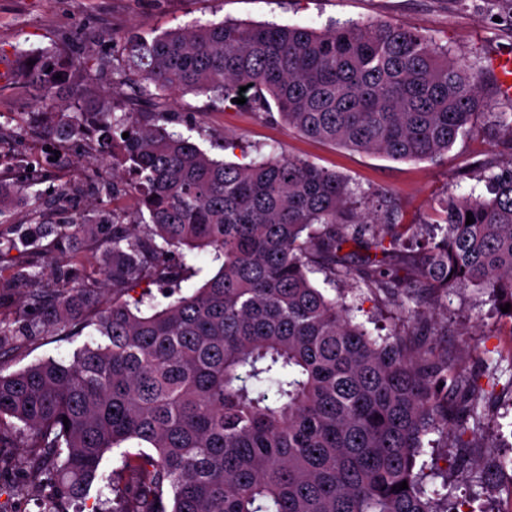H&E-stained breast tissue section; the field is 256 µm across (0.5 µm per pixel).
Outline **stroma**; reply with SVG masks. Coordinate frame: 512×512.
Returning a JSON list of instances; mask_svg holds the SVG:
<instances>
[{
	"label": "stroma",
	"mask_w": 512,
	"mask_h": 512,
	"mask_svg": "<svg viewBox=\"0 0 512 512\" xmlns=\"http://www.w3.org/2000/svg\"><path fill=\"white\" fill-rule=\"evenodd\" d=\"M391 20L418 28L452 55L462 56L483 72V91L494 111L512 112V97L500 96L489 69L493 56L512 55V17L504 0H0V62L15 61L16 51L72 46L75 53L91 55L86 82L96 90L119 87L116 103L129 112H171L177 117L173 130L191 134L207 153L243 162L252 146L274 144L287 154L346 177L358 192L385 193L404 212L400 230L404 240L423 234L424 222L445 194L485 193L479 176L484 164L506 152L504 135L491 132L489 116L480 117L473 132L457 140L439 162L394 161L311 141L290 132L277 120L258 114L249 106L227 108L223 103L193 92L139 94L132 82H121L123 45L133 35L152 36L193 22L231 20L252 24L276 23L316 29L332 22ZM35 92L10 82L0 83V176L18 180L38 174L37 189L45 204L66 209L59 188L78 194L86 207L105 205L116 221L136 216V202L126 193L100 200L91 173L106 177L108 161L96 149V139L86 136L67 142L50 140L38 115ZM237 137L241 146L224 149L225 138ZM40 264L45 287H56L55 271L71 260L85 265L102 263L105 247L71 245L59 251L53 237L41 242ZM314 284L329 297H343L355 321L369 331L396 330L409 335L414 323L406 318L414 303L405 296L387 294L364 284L330 282L313 274ZM427 307L437 312L442 334L435 340L440 353L448 354L465 374L493 373L495 396L485 410L482 430L467 453L470 474L459 478L447 461L441 434L429 436L420 457L432 468L427 491L438 492L460 512H500L503 489L500 475H487L489 462L512 461V318L503 315L491 294L474 287L457 289L448 296L431 297ZM91 329L68 340L43 333L22 340L20 349L5 360L12 373L52 357L68 361ZM17 462L0 472V512H38V503L51 495V487L34 480L13 449Z\"/></svg>",
	"instance_id": "1"
}]
</instances>
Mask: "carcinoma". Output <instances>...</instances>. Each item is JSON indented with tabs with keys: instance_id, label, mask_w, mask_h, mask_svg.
I'll list each match as a JSON object with an SVG mask.
<instances>
[{
	"instance_id": "obj_1",
	"label": "carcinoma",
	"mask_w": 512,
	"mask_h": 512,
	"mask_svg": "<svg viewBox=\"0 0 512 512\" xmlns=\"http://www.w3.org/2000/svg\"><path fill=\"white\" fill-rule=\"evenodd\" d=\"M124 53L144 94L197 91L229 108L243 96L332 146L436 162L490 112L508 152L484 168L487 195L445 196L427 220L432 236L407 251L390 198H358L336 172L275 149L217 160L170 132L166 112H116L112 92L88 87L65 50L19 51L17 78L37 92L45 124L62 141L94 128L112 160L98 191L111 196L128 170L142 210L119 224L74 205L61 220L35 191L27 204L39 221L13 224L5 215L20 186L0 179V239L19 234L32 256L49 230L58 245L109 246L102 267L58 269V288L43 287L37 259L13 265L7 284L28 288L46 332L96 334L70 361L0 373V449H24L32 476L55 481L67 501L86 497L105 455L123 449L127 480L112 484V512H443L417 458L425 437L449 430L448 459L466 473L486 391L431 342L372 337L309 273L408 296L424 337L440 332L419 307L427 295L473 285L512 304V115L491 112L480 71L391 21L194 22L133 37ZM184 248L221 262L190 295L178 290L183 265L168 260ZM91 278L112 300L91 295ZM144 281L177 297L143 314L123 296ZM24 335L0 321V351Z\"/></svg>"
}]
</instances>
